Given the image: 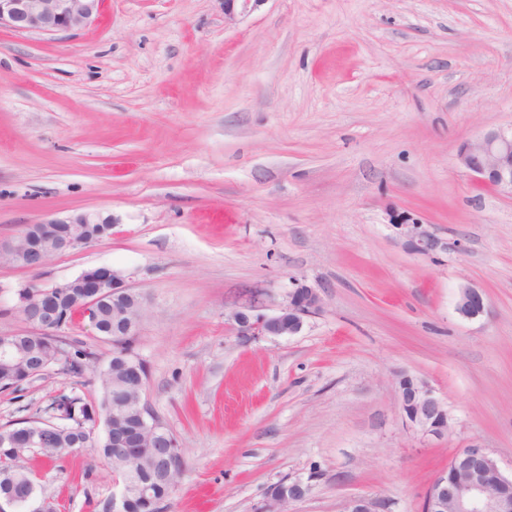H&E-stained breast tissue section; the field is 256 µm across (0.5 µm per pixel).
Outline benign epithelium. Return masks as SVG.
Returning <instances> with one entry per match:
<instances>
[{"label":"benign epithelium","instance_id":"1","mask_svg":"<svg viewBox=\"0 0 512 512\" xmlns=\"http://www.w3.org/2000/svg\"><path fill=\"white\" fill-rule=\"evenodd\" d=\"M101 0H0V27L18 32H59L78 29L88 24L99 11ZM264 0H223L224 24L233 26L263 3ZM458 165L481 183L491 185L512 195V123L486 129L475 138L465 140L456 153ZM42 224H67L68 233L50 246L36 241L28 232L19 238L28 242L22 261L31 258L35 270L48 264L57 254L74 251L92 244L84 232L87 224H114L110 214L88 211L65 218L47 214ZM403 231L404 246L408 251L424 256L445 250L446 243L425 224H398ZM56 288H96L112 292V301L131 292L126 275L118 270L99 267L54 284ZM323 301L314 288H297L288 296V303L274 315L254 313V307L235 310L231 314L237 335L249 338L261 336H294L303 326L304 318L320 312ZM457 312L474 319L485 312L482 292L470 285H462ZM59 321L58 311L48 303L42 317V333L55 335ZM398 390L406 424L424 436L440 437L448 434L450 425L448 407L425 383L410 379L399 380ZM143 427L150 436L167 441L163 422L149 414L142 418ZM307 486L300 480L280 481L268 491L260 512H288V506L302 499ZM382 503L374 498L359 497L350 500L343 512H382ZM424 512H512V477L506 476L492 453L477 444L460 450L429 485Z\"/></svg>","mask_w":512,"mask_h":512}]
</instances>
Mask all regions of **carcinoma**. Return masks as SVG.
I'll return each mask as SVG.
<instances>
[{
    "label": "carcinoma",
    "mask_w": 512,
    "mask_h": 512,
    "mask_svg": "<svg viewBox=\"0 0 512 512\" xmlns=\"http://www.w3.org/2000/svg\"><path fill=\"white\" fill-rule=\"evenodd\" d=\"M88 293L86 288H60L54 298L65 324L72 323L81 313L76 300ZM24 302L18 306L23 318L32 317L40 304V289L27 288L22 294ZM97 331L112 342V356L98 371L96 380L100 396L95 401L72 394H62L48 405V422L43 418H29L0 428V436L9 437L27 431L40 441L39 450L45 454L62 455L75 448H91L105 459L113 472L147 489L146 497L131 495L128 512H165L176 485L185 468L183 450L171 448L161 457L158 449L147 446L139 432L140 411L137 400L142 391L130 357L132 336H118V323L112 315V294L108 293L92 305ZM15 344L20 352L13 365L0 367V390L20 392L29 380L36 379L51 369L65 375L77 384H84L89 370L96 363L95 353L75 339L71 347L73 356L59 362L49 337L21 335L0 336V345ZM103 434L96 435L98 428ZM26 448L0 446V499H14L13 512H26V507L37 490L35 476L19 465Z\"/></svg>",
    "instance_id": "cac0c4a2"
}]
</instances>
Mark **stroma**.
Here are the masks:
<instances>
[{
  "mask_svg": "<svg viewBox=\"0 0 512 512\" xmlns=\"http://www.w3.org/2000/svg\"><path fill=\"white\" fill-rule=\"evenodd\" d=\"M512 122V0H103L71 32L0 28V240L45 214L113 215L112 234L38 271L0 264V336L18 288L107 267L142 294L146 399L183 448L172 512H290L355 497L423 512L472 444L512 472V196L456 162ZM402 224L448 247L408 252ZM485 313L456 311L461 285ZM296 288L321 312L293 336H238ZM448 406L449 436L406 426L398 378ZM48 372L0 392V426L60 392ZM32 508L101 512L118 486L85 449L26 453ZM224 23L233 26L251 14L265 0H222ZM307 486L300 480L280 481L274 484L268 491L265 503L261 506V512H288V506L302 499Z\"/></svg>",
  "mask_w": 512,
  "mask_h": 512,
  "instance_id": "1",
  "label": "stroma"
}]
</instances>
